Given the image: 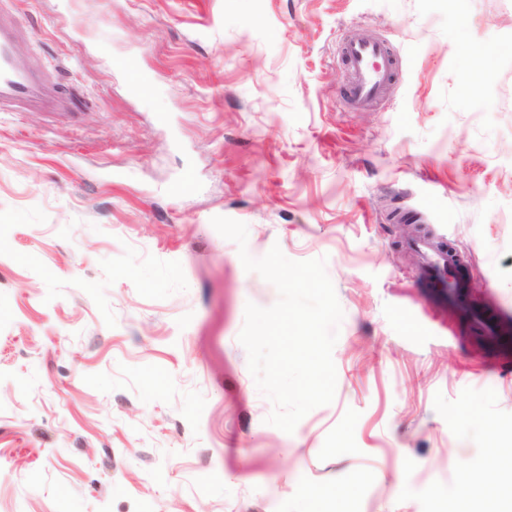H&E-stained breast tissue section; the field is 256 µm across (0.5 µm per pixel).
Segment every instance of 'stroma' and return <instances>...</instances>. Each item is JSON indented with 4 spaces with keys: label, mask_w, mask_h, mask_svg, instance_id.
<instances>
[{
    "label": "stroma",
    "mask_w": 512,
    "mask_h": 512,
    "mask_svg": "<svg viewBox=\"0 0 512 512\" xmlns=\"http://www.w3.org/2000/svg\"><path fill=\"white\" fill-rule=\"evenodd\" d=\"M70 111L0 112V512H434L512 439V344L425 302L406 240L512 326V0H0ZM390 95L343 99L349 37ZM476 88L463 79L475 69ZM418 215L415 226L394 210ZM247 250L325 258L333 401L267 424ZM347 102L365 109L394 85L397 59L384 40L350 41L342 49ZM409 247L421 258L420 285L426 289L429 300L448 308V300L438 298L437 294L448 288L450 298L452 288H457L459 284L465 287L461 289L470 294L465 264L458 254L446 250L439 242L429 238L414 239Z\"/></svg>",
    "instance_id": "obj_1"
}]
</instances>
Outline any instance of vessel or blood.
<instances>
[{"label":"vessel or blood","mask_w":512,"mask_h":512,"mask_svg":"<svg viewBox=\"0 0 512 512\" xmlns=\"http://www.w3.org/2000/svg\"><path fill=\"white\" fill-rule=\"evenodd\" d=\"M23 33L0 17V110L12 107L47 108L55 98L30 64L16 51ZM348 103L365 109L383 98L397 75V59L385 43L374 39L349 42L342 49ZM409 247L421 258L420 285L429 299L439 292L466 284L465 264L439 242L417 238Z\"/></svg>","instance_id":"vessel-or-blood-1"}]
</instances>
